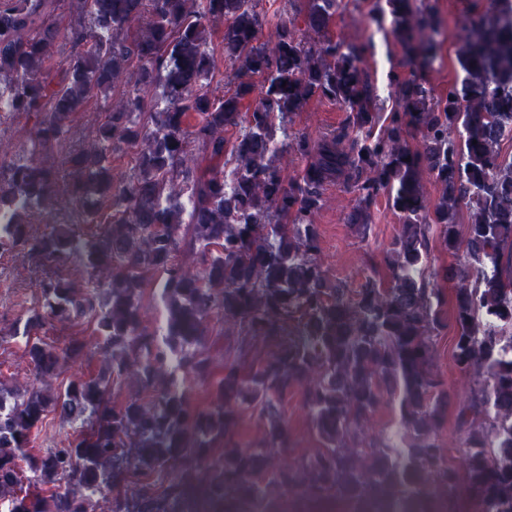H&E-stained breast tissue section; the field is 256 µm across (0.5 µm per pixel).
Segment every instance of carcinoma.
I'll return each instance as SVG.
<instances>
[{
  "label": "carcinoma",
  "instance_id": "carcinoma-1",
  "mask_svg": "<svg viewBox=\"0 0 512 512\" xmlns=\"http://www.w3.org/2000/svg\"><path fill=\"white\" fill-rule=\"evenodd\" d=\"M52 2L0 0V112L35 117L33 150L69 140L75 115L123 73L135 88L108 102L92 145L72 148L63 172L0 159V252L21 247L53 268L40 282L41 309L14 337L40 379L85 350L79 340L47 342L48 325H93L102 356L97 377L62 391L0 388V512H95L104 492L109 512H193L198 492L241 512H278L288 494L363 512L397 496L432 499L431 471L447 512L465 501L512 512V155L501 152L512 141V0L475 2L447 94L395 74L397 107L387 113L367 47L328 34L336 0H289L294 13L278 19L271 45L261 41L268 18L258 0H82L90 24L65 35ZM384 3L409 63L430 67L442 27L435 8ZM136 19L145 25L132 33ZM219 23L231 89L209 91ZM153 90L164 107L147 124ZM313 98L348 112L318 139L287 125ZM192 143L203 155L190 163ZM125 147L135 164L117 181L110 158ZM288 151L304 162L290 177L279 164ZM425 173L440 186L432 203ZM335 183L356 194L348 223L361 240L380 197L400 220L385 271L372 269L357 288L318 259L313 217ZM58 190L100 230L81 236L56 224L32 234L25 216ZM464 209L470 222L460 224ZM434 242L461 257L457 269L431 267ZM74 262L87 285L66 273ZM148 274L160 277L161 330L141 312ZM455 279L450 311L441 283ZM214 316L234 331L236 361L198 408L185 380L212 376L204 340ZM450 327L454 363L473 382L455 410L462 475L437 443L450 398L432 341ZM259 340L276 350L260 354ZM114 383L128 390L119 404ZM295 393L320 448L290 463L279 453L290 447L284 403ZM385 401L394 430L365 434ZM249 410L264 431L244 444ZM52 412L74 433L37 448Z\"/></svg>",
  "mask_w": 512,
  "mask_h": 512
}]
</instances>
